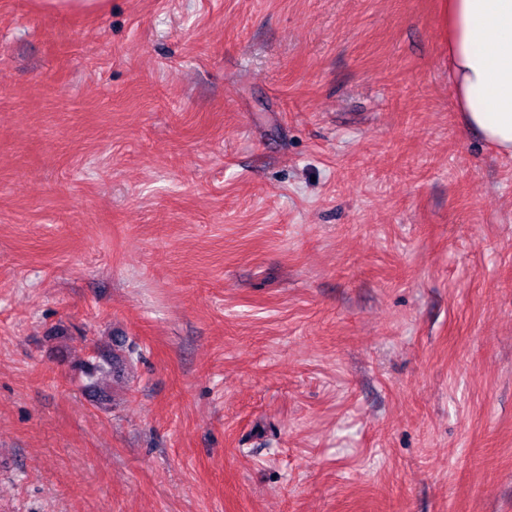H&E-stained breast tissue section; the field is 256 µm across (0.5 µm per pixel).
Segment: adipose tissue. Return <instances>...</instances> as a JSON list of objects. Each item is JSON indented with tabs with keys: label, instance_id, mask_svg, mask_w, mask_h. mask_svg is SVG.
<instances>
[{
	"label": "adipose tissue",
	"instance_id": "adipose-tissue-1",
	"mask_svg": "<svg viewBox=\"0 0 512 512\" xmlns=\"http://www.w3.org/2000/svg\"><path fill=\"white\" fill-rule=\"evenodd\" d=\"M445 21L462 122L512 155V0H447Z\"/></svg>",
	"mask_w": 512,
	"mask_h": 512
}]
</instances>
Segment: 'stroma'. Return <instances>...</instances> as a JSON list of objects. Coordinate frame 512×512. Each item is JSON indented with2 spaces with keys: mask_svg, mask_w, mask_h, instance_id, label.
<instances>
[{
  "mask_svg": "<svg viewBox=\"0 0 512 512\" xmlns=\"http://www.w3.org/2000/svg\"><path fill=\"white\" fill-rule=\"evenodd\" d=\"M442 9L0 0V512H512V155Z\"/></svg>",
  "mask_w": 512,
  "mask_h": 512,
  "instance_id": "obj_1",
  "label": "stroma"
}]
</instances>
